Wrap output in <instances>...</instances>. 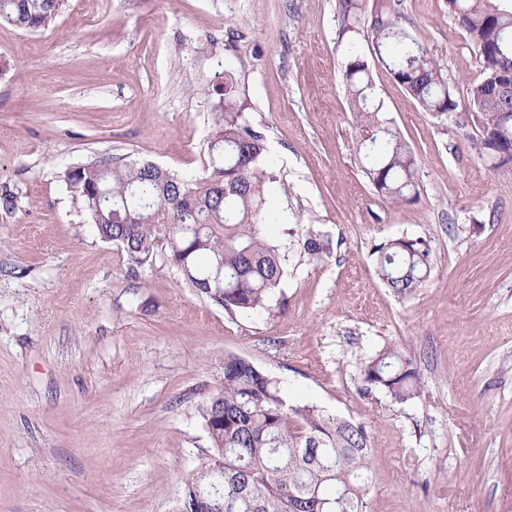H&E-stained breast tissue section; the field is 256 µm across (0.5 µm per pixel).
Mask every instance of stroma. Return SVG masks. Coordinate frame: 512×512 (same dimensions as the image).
Here are the masks:
<instances>
[{"label": "stroma", "instance_id": "1", "mask_svg": "<svg viewBox=\"0 0 512 512\" xmlns=\"http://www.w3.org/2000/svg\"><path fill=\"white\" fill-rule=\"evenodd\" d=\"M367 9L424 44L458 103L437 117L369 61L416 157L409 203L362 168L337 0H61L39 32L0 24V512H172L228 354L290 405L363 423L371 512H512V165L473 148L481 67L447 0ZM228 82L266 136L289 257L286 305L261 315L225 313L164 257L129 270L59 178L102 156L202 176ZM405 235L431 273L400 297L372 252ZM389 345L419 371L410 402L363 389L361 360Z\"/></svg>", "mask_w": 512, "mask_h": 512}]
</instances>
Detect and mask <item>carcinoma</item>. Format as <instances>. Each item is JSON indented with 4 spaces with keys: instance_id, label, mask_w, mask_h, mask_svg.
<instances>
[{
    "instance_id": "obj_1",
    "label": "carcinoma",
    "mask_w": 512,
    "mask_h": 512,
    "mask_svg": "<svg viewBox=\"0 0 512 512\" xmlns=\"http://www.w3.org/2000/svg\"><path fill=\"white\" fill-rule=\"evenodd\" d=\"M59 8L60 0H0V22L36 32ZM448 8L482 68L469 99L493 138L480 137L475 149L502 167L512 162L497 153L499 144L512 142V91L498 89L512 74V11L496 0H448ZM337 21L357 125L367 133L387 129L361 142L365 174L383 199L409 202L417 194L415 158L381 116L361 33L370 31L385 68L438 117L458 107L448 76L410 33L369 16L367 0H338ZM263 152L262 132L229 89L204 176L188 179L115 157L68 168L61 178L82 198L98 237L118 246L132 270L160 254L201 298L230 315L258 314L269 311L287 272V255L264 236L277 218L266 198L273 177ZM303 250L322 256L321 235L309 232ZM374 255L378 277L399 295L412 293L431 272L430 247L422 239H392ZM361 371L367 391L381 389L400 403L419 394L418 372L396 347L364 360ZM200 415L212 448L186 475L173 512H369L372 448L363 424L288 404L277 382L235 355L224 357L222 390L202 404Z\"/></svg>"
}]
</instances>
